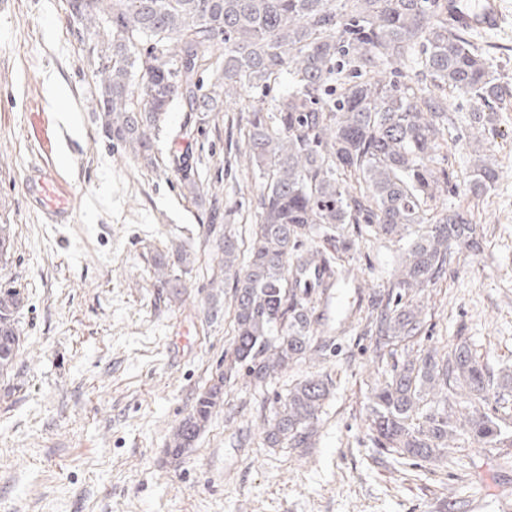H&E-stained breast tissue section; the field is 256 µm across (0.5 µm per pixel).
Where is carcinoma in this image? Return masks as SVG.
I'll use <instances>...</instances> for the list:
<instances>
[{"label":"carcinoma","instance_id":"carcinoma-1","mask_svg":"<svg viewBox=\"0 0 512 512\" xmlns=\"http://www.w3.org/2000/svg\"><path fill=\"white\" fill-rule=\"evenodd\" d=\"M89 51L98 59L101 128L112 146L146 168L167 113L181 101L195 122L224 99L260 94L244 129L245 155L263 180L247 261L238 267L234 233L224 230V275L233 278L236 335L226 372L200 393L169 447L191 448L223 397L226 374L248 370L257 382L314 349L310 298L336 282V257L299 254L324 239L346 252L354 238L402 244L400 266L384 291L369 296L367 335L378 358L396 355L424 329L423 295L453 257L478 250L477 227L460 210L438 207L449 174L441 152L448 93L482 104L502 87L448 15L442 0H86L78 10ZM402 64L411 71L400 82ZM216 73L202 92L201 76ZM288 78L267 106L263 95ZM182 186L204 188L183 165ZM498 170L476 165L472 188L486 192ZM177 248L154 259L161 284L178 287ZM21 293L0 283V373L13 367ZM512 388L461 342L396 360L372 388L370 440L402 458L442 460L467 437L489 450L512 447V431L481 409L488 393ZM330 394L319 376L304 377L278 399L264 423L270 447L301 448Z\"/></svg>","mask_w":512,"mask_h":512}]
</instances>
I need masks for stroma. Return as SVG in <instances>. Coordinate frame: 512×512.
I'll list each match as a JSON object with an SVG mask.
<instances>
[{
  "label": "stroma",
  "instance_id": "35a3bbf8",
  "mask_svg": "<svg viewBox=\"0 0 512 512\" xmlns=\"http://www.w3.org/2000/svg\"><path fill=\"white\" fill-rule=\"evenodd\" d=\"M503 3L502 29L470 35L503 92L476 133L472 102L450 95L443 149L450 183L439 204L471 215L481 251L456 253L428 288L418 342L467 343L494 373L512 367V0ZM97 66L69 0H13L0 12V224L14 234L0 282L25 297L20 350L0 375V512H502L512 503V447L469 442L429 464L370 440L366 396L384 367L364 333L368 296L386 288L400 255L385 239H356L347 252L316 242L341 271L311 298L320 351L263 385L232 374L189 456L171 460L173 432L223 372L235 335L216 248L223 226L205 225L176 160L187 158L247 247L261 191L238 135L250 106L228 102L190 129L174 104L158 165L144 169L100 127ZM57 91L71 106L65 121L52 108ZM37 117L51 154L32 133ZM479 154L500 171L484 193L465 187ZM44 156L75 199L70 223L43 222L26 188ZM178 247L191 260L176 292L156 282L152 261ZM310 374L327 378L332 395L309 446L266 447L277 396Z\"/></svg>",
  "mask_w": 512,
  "mask_h": 512
}]
</instances>
